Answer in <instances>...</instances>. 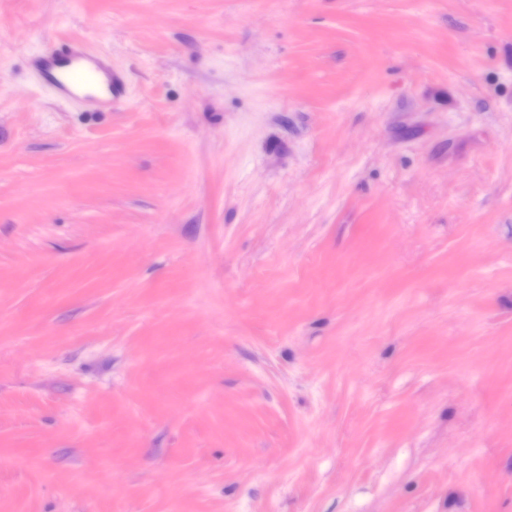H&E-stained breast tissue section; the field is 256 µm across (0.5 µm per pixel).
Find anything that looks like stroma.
I'll use <instances>...</instances> for the list:
<instances>
[{
  "label": "stroma",
  "mask_w": 512,
  "mask_h": 512,
  "mask_svg": "<svg viewBox=\"0 0 512 512\" xmlns=\"http://www.w3.org/2000/svg\"><path fill=\"white\" fill-rule=\"evenodd\" d=\"M0 512H512V0H0ZM44 69L50 73L60 89L69 93L74 92L67 84L78 89L90 88L95 91L101 89L106 98H112V94L118 90V80L114 75L106 71L94 56L75 48H67L61 55L48 59ZM56 71H60L63 78L58 76ZM79 72L90 73L93 81L82 85L72 84L71 76Z\"/></svg>",
  "instance_id": "obj_1"
}]
</instances>
